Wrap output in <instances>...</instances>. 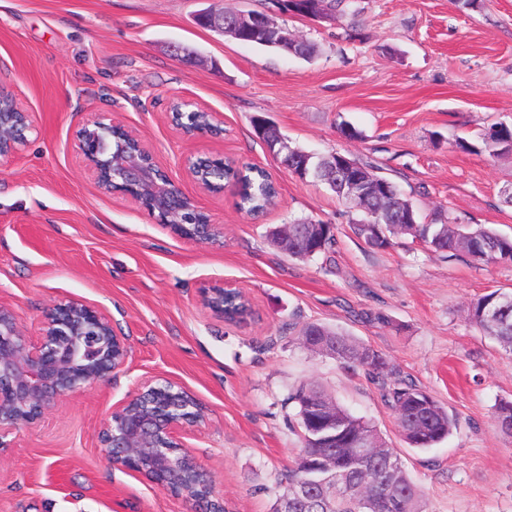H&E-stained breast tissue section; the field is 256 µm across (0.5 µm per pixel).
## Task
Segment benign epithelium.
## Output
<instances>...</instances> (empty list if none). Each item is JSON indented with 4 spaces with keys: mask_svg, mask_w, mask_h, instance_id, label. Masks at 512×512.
<instances>
[{
    "mask_svg": "<svg viewBox=\"0 0 512 512\" xmlns=\"http://www.w3.org/2000/svg\"><path fill=\"white\" fill-rule=\"evenodd\" d=\"M301 15L318 20L332 18L324 0H293ZM237 27L244 32L264 30L281 43L298 42L303 37L279 25L277 14L240 13ZM12 111L0 112V160L14 156L32 129L30 112L15 97L9 99ZM112 127L99 114L87 121L77 135V147L97 187L110 193L112 175L130 184L127 195L147 198L150 214L166 213L165 224L183 238L214 242L224 237L222 224L182 223L181 213L194 207L181 195L170 178L156 172L148 145L137 135L138 151L112 150ZM339 182L355 210L364 209L371 193L388 190L383 181L363 178L359 166L340 156ZM128 348L108 316L81 301L59 303L42 322L39 336L25 335L11 308L0 304V452L10 447L8 437L42 419L69 396L108 379L124 368ZM205 422L198 402L182 387L166 382L161 387L151 379L137 392L113 408L103 422L100 442L116 464L138 473L160 490L204 505V512H222L223 496L207 469L198 463L184 435ZM335 466L326 462L304 469L305 483L297 486L300 498L309 487L325 495L336 493Z\"/></svg>",
    "mask_w": 512,
    "mask_h": 512,
    "instance_id": "benign-epithelium-1",
    "label": "benign epithelium"
}]
</instances>
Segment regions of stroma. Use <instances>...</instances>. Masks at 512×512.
Segmentation results:
<instances>
[{
    "mask_svg": "<svg viewBox=\"0 0 512 512\" xmlns=\"http://www.w3.org/2000/svg\"><path fill=\"white\" fill-rule=\"evenodd\" d=\"M248 12L267 0H0V89L31 112L24 147L0 161V301L28 335L53 304L97 307L129 348L124 369L19 431L0 455V512H201L111 463L99 432L146 379L184 387L206 421L187 443L224 496V512H271L302 446L289 394L321 384L372 422L400 456L428 512H512V437L495 407L512 400V356L468 319L474 298L512 290V263L438 254L407 236L369 248L325 186L287 173L253 134L274 124L290 145L378 167L423 214L512 236V152L481 142L512 125V0H357V15L284 22L317 46L308 61L201 28L203 8ZM199 54L173 57L170 45ZM214 112L221 137H188L168 112ZM136 133L155 164L212 223L216 243L180 238L130 197L98 189L76 134L95 114ZM360 131L345 139L341 124ZM471 151L458 148V141ZM264 167L280 193L260 218L238 188L201 190L188 158ZM335 225L332 250L291 257L268 227ZM238 291L250 312L225 320L202 291ZM318 322L384 355L456 417L418 449L363 371L304 348Z\"/></svg>",
    "mask_w": 512,
    "mask_h": 512,
    "instance_id": "stroma-1",
    "label": "stroma"
}]
</instances>
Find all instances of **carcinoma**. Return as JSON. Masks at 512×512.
Instances as JSON below:
<instances>
[{
	"label": "carcinoma",
	"instance_id": "obj_1",
	"mask_svg": "<svg viewBox=\"0 0 512 512\" xmlns=\"http://www.w3.org/2000/svg\"><path fill=\"white\" fill-rule=\"evenodd\" d=\"M263 121L255 120V136L268 151L290 168L306 165L307 177L325 185L339 202L346 203L337 182L330 178L333 154L318 155L299 147L284 152L280 142L261 132ZM484 149L492 155L512 151V126L495 123L487 127L482 136ZM213 181H234L241 186L239 206L258 217L277 194L276 185L261 168L249 167L242 172L226 164L211 169ZM413 206L396 184L388 193L370 199L372 216L353 212L349 223L353 232L366 241L369 247L386 249L396 235H410L435 252H465L483 262H512V237L482 225L456 224L446 211L439 210L427 221L418 216V223L407 224L403 213ZM290 230L305 244V251L293 257L308 260L329 250L336 242L335 227L313 220H293ZM224 317L241 318L248 313L240 296L224 291ZM469 320L480 332L494 340L500 347L512 352V291L494 290L471 303ZM322 335L336 343V361L352 368L362 369L372 375L379 386L383 401L396 414V421L404 440L413 448L426 449L446 439L455 426V418L433 396L419 388L390 367L380 354L370 365L360 355L364 343L316 322L303 324L297 340ZM333 397L318 384L303 383L288 396L294 404L301 435H309L316 426L314 407L319 401ZM501 430L512 436V401L501 400L496 406ZM366 436L379 443L373 461L365 463L355 454V443ZM318 442L306 441L304 450L312 456H336V497L328 502L315 490L288 512H426L421 491L413 482L395 451L389 448L376 429L341 405H336V435L320 432Z\"/></svg>",
	"mask_w": 512,
	"mask_h": 512
}]
</instances>
